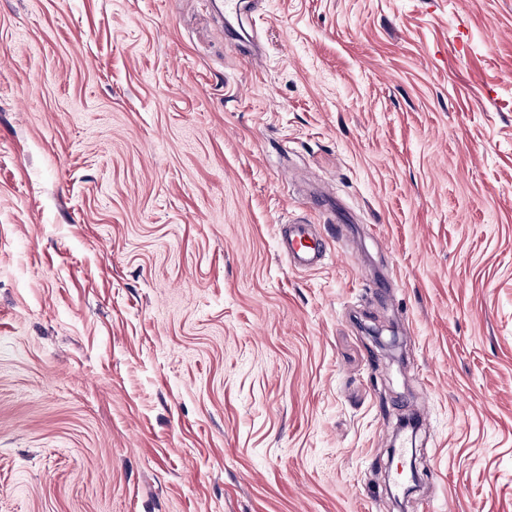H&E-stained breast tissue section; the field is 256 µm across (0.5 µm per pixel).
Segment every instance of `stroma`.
<instances>
[{"instance_id": "35a3bbf8", "label": "stroma", "mask_w": 512, "mask_h": 512, "mask_svg": "<svg viewBox=\"0 0 512 512\" xmlns=\"http://www.w3.org/2000/svg\"><path fill=\"white\" fill-rule=\"evenodd\" d=\"M411 414L512 512V0H0V512H393ZM327 241L312 234L303 224L288 225V247L286 254L290 266L312 269L325 257Z\"/></svg>"}]
</instances>
